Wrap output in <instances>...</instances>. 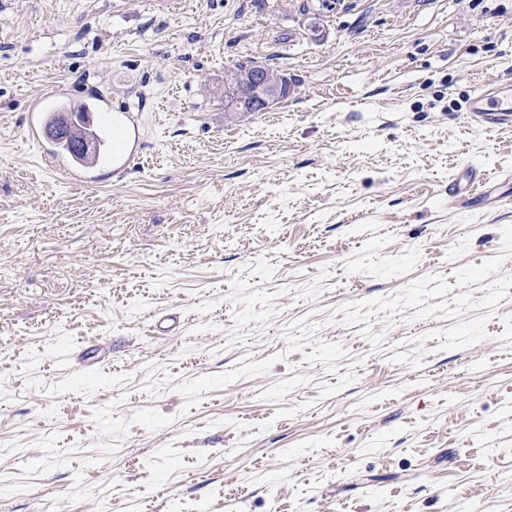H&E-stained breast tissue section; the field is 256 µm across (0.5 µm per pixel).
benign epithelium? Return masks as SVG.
<instances>
[{
  "mask_svg": "<svg viewBox=\"0 0 512 512\" xmlns=\"http://www.w3.org/2000/svg\"><path fill=\"white\" fill-rule=\"evenodd\" d=\"M226 81L239 85L240 94L224 102L226 112H261L287 98L292 90L288 73L254 67L243 75H231Z\"/></svg>",
  "mask_w": 512,
  "mask_h": 512,
  "instance_id": "obj_1",
  "label": "benign epithelium"
}]
</instances>
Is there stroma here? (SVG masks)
I'll return each instance as SVG.
<instances>
[{
  "mask_svg": "<svg viewBox=\"0 0 512 512\" xmlns=\"http://www.w3.org/2000/svg\"><path fill=\"white\" fill-rule=\"evenodd\" d=\"M510 60L512 0H0V512H512ZM59 85L123 169L27 142ZM225 81L238 84L240 91L229 102L224 100V109L228 112L264 111L287 98L292 90L287 72L265 67H254L243 75H230ZM468 112L482 118L492 116L495 123L512 125V88L511 84H492L478 90L469 101ZM119 133L121 141L113 145L110 159L113 167L122 168L134 154L139 145V119L130 112L115 113L112 116V133Z\"/></svg>",
  "mask_w": 512,
  "mask_h": 512,
  "instance_id": "1",
  "label": "stroma"
}]
</instances>
